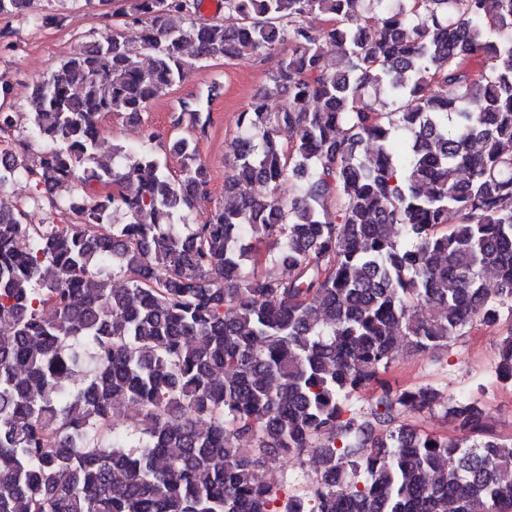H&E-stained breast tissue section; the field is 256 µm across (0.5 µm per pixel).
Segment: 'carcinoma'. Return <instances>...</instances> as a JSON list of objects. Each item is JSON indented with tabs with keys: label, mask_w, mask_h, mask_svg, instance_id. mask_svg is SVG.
Segmentation results:
<instances>
[{
	"label": "carcinoma",
	"mask_w": 512,
	"mask_h": 512,
	"mask_svg": "<svg viewBox=\"0 0 512 512\" xmlns=\"http://www.w3.org/2000/svg\"><path fill=\"white\" fill-rule=\"evenodd\" d=\"M196 2L128 0L148 65L117 33L90 42L32 89L55 147L33 167L0 154V188L82 184L76 224L0 206V512H512V438L479 403L446 408L461 436L421 434L405 419L437 393L385 378L402 349L512 317V0H224V20L178 24ZM284 45L240 114L237 200L206 223L193 141L172 142L173 178L144 147L99 157L103 115L138 119L197 62ZM369 89L380 107L360 106ZM257 234L276 244L261 272ZM494 373L512 382V328ZM310 448L305 496L258 480Z\"/></svg>",
	"instance_id": "1"
}]
</instances>
